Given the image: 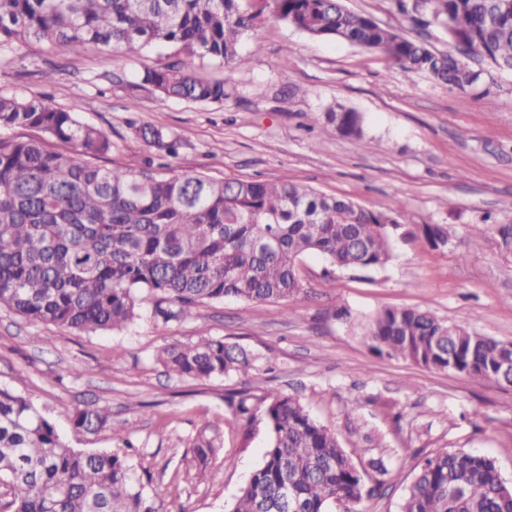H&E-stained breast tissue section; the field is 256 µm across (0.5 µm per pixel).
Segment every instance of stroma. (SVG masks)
Wrapping results in <instances>:
<instances>
[{"label": "stroma", "instance_id": "obj_1", "mask_svg": "<svg viewBox=\"0 0 512 512\" xmlns=\"http://www.w3.org/2000/svg\"><path fill=\"white\" fill-rule=\"evenodd\" d=\"M345 5L415 33L395 0ZM176 52L60 55L35 43L18 56L2 48L0 94L77 112L110 137L107 166L293 182L375 210L396 202L403 224L448 225L447 247L399 237L389 264L356 271H332L308 255L303 291L290 302L227 297L165 324L147 303L122 332L33 324L2 308L0 388L31 400L71 447L115 451L130 441L131 462L149 471L145 491L160 512H230L270 439L262 411L247 421L228 406L226 394L244 390L293 395L335 432L367 485L380 487L361 512H400L423 456L444 448L494 457L512 484V390L375 356L360 329L379 308L419 307L512 342V259L493 235L470 233L487 217L512 224V73L480 60L481 86L451 89L380 53L264 18L234 63H200L202 77L223 81V102L146 93L132 103L128 82ZM50 66L47 82L40 72ZM339 107L362 115L363 140L328 120ZM132 120L182 136L178 156L133 142ZM340 307L348 317L336 318ZM202 338L240 344L255 356L254 369L200 381L166 374L157 362L165 345ZM88 404L108 409L109 427L75 429V410ZM201 437L214 443L203 482L194 477ZM379 457L388 461L383 476L370 466Z\"/></svg>", "mask_w": 512, "mask_h": 512}]
</instances>
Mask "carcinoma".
I'll use <instances>...</instances> for the list:
<instances>
[{
  "instance_id": "carcinoma-1",
  "label": "carcinoma",
  "mask_w": 512,
  "mask_h": 512,
  "mask_svg": "<svg viewBox=\"0 0 512 512\" xmlns=\"http://www.w3.org/2000/svg\"><path fill=\"white\" fill-rule=\"evenodd\" d=\"M414 20L441 30L461 53L439 52L350 11L343 0H271L272 15L317 38L384 54L407 73L450 87L481 82L479 55L512 70V0H397ZM241 0H0V46L46 43L62 54L94 47L177 48L179 59L147 69L136 90L199 103L224 101V82L200 77L196 61L229 65L255 27ZM345 134L362 139L357 112L332 111ZM29 127L71 146L0 138V308L32 323L94 333L141 318L144 297L167 322L184 309L234 297L278 302L302 291L298 263L318 255L330 266L375 269L393 257L400 206L372 210L290 182L216 180L203 174L153 176L99 164L112 152L102 130L43 99L0 95V128ZM131 138L174 155L180 139L130 123ZM512 257V224L479 225ZM430 248L448 246L443 224H419ZM380 357L512 388V342L448 323L429 309L384 307L362 328ZM157 362L181 378L246 374L252 355L236 343L202 338L170 343ZM270 441L232 512H329L365 494L364 477L336 434L300 400L261 398ZM107 409H76L75 428L93 433ZM0 512H159L126 457L70 447L27 398L0 389ZM401 512H512V485L482 453L443 449L428 456L407 487Z\"/></svg>"
}]
</instances>
